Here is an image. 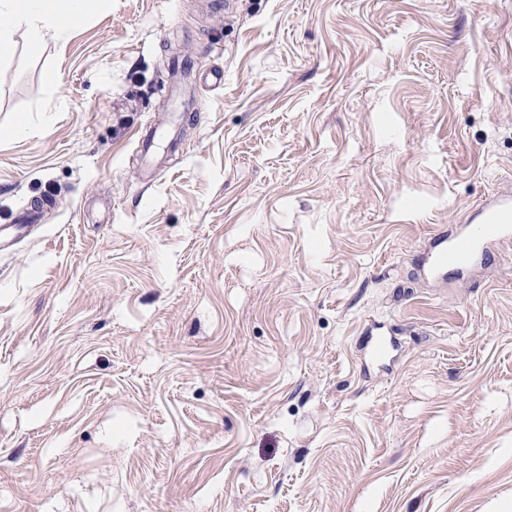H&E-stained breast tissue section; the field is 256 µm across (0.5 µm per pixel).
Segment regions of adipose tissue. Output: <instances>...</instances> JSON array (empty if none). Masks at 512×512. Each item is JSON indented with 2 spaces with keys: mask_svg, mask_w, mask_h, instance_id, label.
Instances as JSON below:
<instances>
[{
  "mask_svg": "<svg viewBox=\"0 0 512 512\" xmlns=\"http://www.w3.org/2000/svg\"><path fill=\"white\" fill-rule=\"evenodd\" d=\"M89 0H0V43L10 41L14 32H21L27 48L38 52L47 41L56 38L59 11H68L73 21H80Z\"/></svg>",
  "mask_w": 512,
  "mask_h": 512,
  "instance_id": "1",
  "label": "adipose tissue"
}]
</instances>
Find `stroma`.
<instances>
[{
  "label": "stroma",
  "instance_id": "35a3bbf8",
  "mask_svg": "<svg viewBox=\"0 0 512 512\" xmlns=\"http://www.w3.org/2000/svg\"><path fill=\"white\" fill-rule=\"evenodd\" d=\"M508 186L512 0H98L14 33L0 224L55 205L0 249V512H512V245L424 272Z\"/></svg>",
  "mask_w": 512,
  "mask_h": 512
}]
</instances>
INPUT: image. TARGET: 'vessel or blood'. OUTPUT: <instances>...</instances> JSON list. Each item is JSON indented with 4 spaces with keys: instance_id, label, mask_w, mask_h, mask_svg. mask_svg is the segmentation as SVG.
Masks as SVG:
<instances>
[{
    "instance_id": "b4317fda",
    "label": "vessel or blood",
    "mask_w": 512,
    "mask_h": 512,
    "mask_svg": "<svg viewBox=\"0 0 512 512\" xmlns=\"http://www.w3.org/2000/svg\"><path fill=\"white\" fill-rule=\"evenodd\" d=\"M479 233L468 226H449L433 238L428 255L433 274L454 273L467 277L478 262L487 260L500 247L512 244V192L483 202L478 209Z\"/></svg>"
}]
</instances>
